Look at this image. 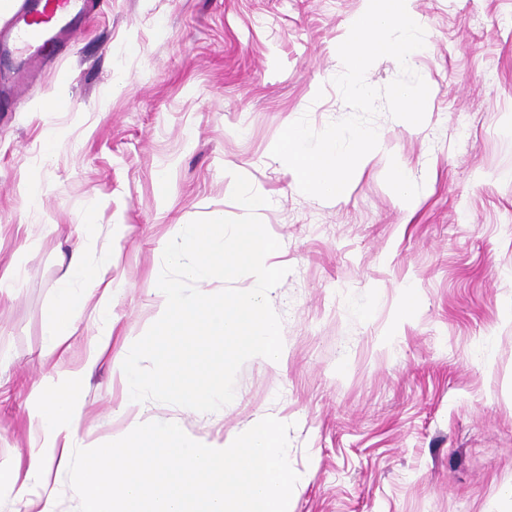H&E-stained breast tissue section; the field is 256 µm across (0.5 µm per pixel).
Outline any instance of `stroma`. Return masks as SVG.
Returning a JSON list of instances; mask_svg holds the SVG:
<instances>
[{"label": "stroma", "mask_w": 512, "mask_h": 512, "mask_svg": "<svg viewBox=\"0 0 512 512\" xmlns=\"http://www.w3.org/2000/svg\"><path fill=\"white\" fill-rule=\"evenodd\" d=\"M368 0H102L27 89L0 92V462L23 454L32 390L80 368L85 339L49 353L54 290L75 247L112 261L113 351L85 377L78 437L125 426L117 351L149 334L145 299L175 278L172 225L243 214L282 244L268 310L279 367L238 361L229 403L146 396L160 420L222 439L272 417L305 473L293 512H504L512 505V0H415L429 49L422 125L379 108L386 148L344 197L303 194L271 150L301 116L349 115L337 47ZM65 100L44 114L42 103ZM57 137L45 144L44 132ZM414 183L403 202L394 165ZM40 190L29 206L26 185ZM418 308L395 319L403 289ZM236 186L239 196V205L244 212L254 214L267 208L269 199L266 195L253 191L243 182H236Z\"/></svg>", "instance_id": "1"}]
</instances>
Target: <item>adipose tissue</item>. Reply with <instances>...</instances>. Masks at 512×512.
<instances>
[{
    "label": "adipose tissue",
    "mask_w": 512,
    "mask_h": 512,
    "mask_svg": "<svg viewBox=\"0 0 512 512\" xmlns=\"http://www.w3.org/2000/svg\"><path fill=\"white\" fill-rule=\"evenodd\" d=\"M174 245L165 259L182 279L200 284L187 304L179 281L160 280L148 299L155 330L148 343H134L123 357L121 379L128 402L138 411L111 446L80 445V394L87 371L96 367L112 343V301L119 286L110 277L111 260L88 267L75 249L58 287L48 331L50 352H66L82 322L96 332L85 347L81 370L58 373L40 390L32 422L36 438L26 451L27 469L0 463V488L20 500L36 499L38 512H55L54 471L64 470L77 483L81 512H292L289 491L303 476L280 446L277 421L258 419L231 440H200L176 420L153 418L139 400L149 393L177 398L205 410L215 400H232L223 380L224 364L241 357L279 366L284 359L279 324L266 307V292L280 276L275 264L280 245L265 225L227 227L223 213L206 224H176ZM249 270V292L216 293L215 278ZM94 287H86V280ZM232 342L223 363L212 352ZM154 369L142 374L140 360Z\"/></svg>",
    "instance_id": "ef3b65f1"
}]
</instances>
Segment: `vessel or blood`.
<instances>
[{
    "label": "vessel or blood",
    "instance_id": "vessel-or-blood-1",
    "mask_svg": "<svg viewBox=\"0 0 512 512\" xmlns=\"http://www.w3.org/2000/svg\"><path fill=\"white\" fill-rule=\"evenodd\" d=\"M97 0H21L0 57L11 62L12 83L23 90L44 61L78 35Z\"/></svg>",
    "mask_w": 512,
    "mask_h": 512
}]
</instances>
